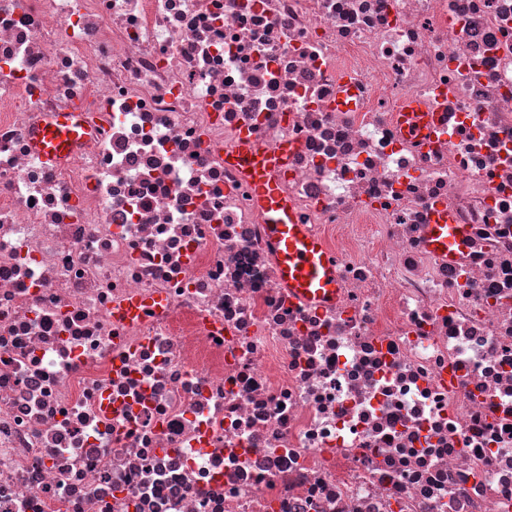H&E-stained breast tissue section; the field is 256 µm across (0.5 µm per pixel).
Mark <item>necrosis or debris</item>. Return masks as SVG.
<instances>
[{"label": "necrosis or debris", "mask_w": 512, "mask_h": 512, "mask_svg": "<svg viewBox=\"0 0 512 512\" xmlns=\"http://www.w3.org/2000/svg\"><path fill=\"white\" fill-rule=\"evenodd\" d=\"M241 139L293 144L335 305ZM0 512H512V0H0ZM90 128L80 112H51L44 116L32 136L39 156L48 162H59L85 138ZM288 156V145L268 149L252 142L224 154V161L239 167L254 188L266 221L284 288L306 302L336 298V261L307 224H299L288 198L271 180V172ZM441 222V224L429 225L430 231L426 247L432 253L452 259L462 244L465 228L461 224H448V220ZM440 245H443V248H440Z\"/></svg>", "instance_id": "obj_1"}]
</instances>
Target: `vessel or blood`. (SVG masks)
Instances as JSON below:
<instances>
[{"label": "vessel or blood", "instance_id": "obj_1", "mask_svg": "<svg viewBox=\"0 0 512 512\" xmlns=\"http://www.w3.org/2000/svg\"><path fill=\"white\" fill-rule=\"evenodd\" d=\"M89 131L80 113L52 112L44 116L32 136L39 156L59 162L77 146ZM288 155L287 147L268 149L244 142L228 154L226 163L239 167L254 188L257 203L266 221L280 268L283 287L307 302H323L336 297V261L308 225L299 223L287 197L272 181L271 172ZM465 236L460 224H433L429 227L427 249L454 258Z\"/></svg>", "mask_w": 512, "mask_h": 512}]
</instances>
